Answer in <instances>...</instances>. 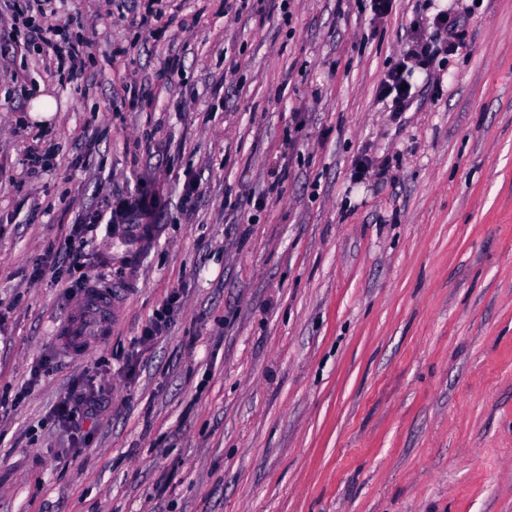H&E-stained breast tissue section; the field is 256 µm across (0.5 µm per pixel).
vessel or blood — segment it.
Returning a JSON list of instances; mask_svg holds the SVG:
<instances>
[{"instance_id": "obj_1", "label": "vessel or blood", "mask_w": 512, "mask_h": 512, "mask_svg": "<svg viewBox=\"0 0 512 512\" xmlns=\"http://www.w3.org/2000/svg\"><path fill=\"white\" fill-rule=\"evenodd\" d=\"M112 326V291L93 287L71 309L62 334L71 350L89 347L96 337L108 335Z\"/></svg>"}]
</instances>
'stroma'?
Returning <instances> with one entry per match:
<instances>
[{
  "label": "stroma",
  "mask_w": 512,
  "mask_h": 512,
  "mask_svg": "<svg viewBox=\"0 0 512 512\" xmlns=\"http://www.w3.org/2000/svg\"><path fill=\"white\" fill-rule=\"evenodd\" d=\"M137 2L56 0L93 29L59 77L0 0V512H512V0H169L150 32ZM440 11L464 43L389 111ZM141 191L151 233L93 229L115 317L72 352L78 295L32 267ZM82 380L76 446L53 406ZM430 24L433 39H428L414 28L407 52L402 55L396 66L383 75L378 85V98L386 102L392 112H402L411 97L412 86L408 81V75L414 70V66H427L431 61L433 43L444 35L448 46V35L455 32L456 22L447 12L437 13ZM399 68H402V71H399ZM401 86H405V90L400 91Z\"/></svg>",
  "instance_id": "1"
}]
</instances>
